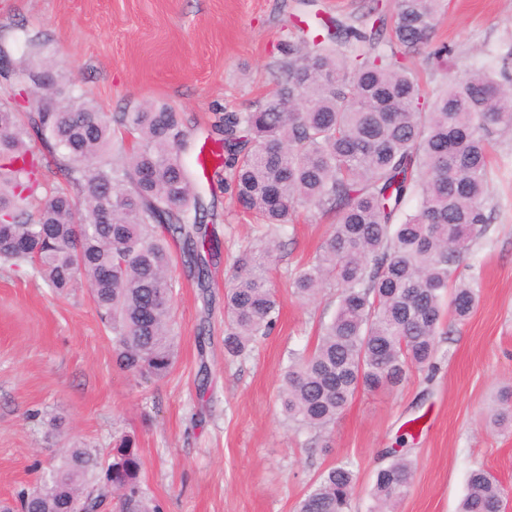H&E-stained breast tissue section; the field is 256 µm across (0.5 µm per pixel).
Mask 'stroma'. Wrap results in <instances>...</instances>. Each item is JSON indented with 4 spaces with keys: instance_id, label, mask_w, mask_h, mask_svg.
I'll use <instances>...</instances> for the list:
<instances>
[{
    "instance_id": "1",
    "label": "stroma",
    "mask_w": 512,
    "mask_h": 512,
    "mask_svg": "<svg viewBox=\"0 0 512 512\" xmlns=\"http://www.w3.org/2000/svg\"><path fill=\"white\" fill-rule=\"evenodd\" d=\"M297 0H0V37L41 35L42 53L107 113L160 102L181 112L194 147L215 149L209 129L224 110L243 111L277 85L271 66L283 20ZM433 44L441 63L416 69L447 80L499 65L512 50V0H442ZM489 193L494 219L459 272L475 277L478 303L437 338L433 370L411 369L389 390L358 391L330 432L284 416L279 387L292 349L312 347L336 309L328 288L297 298L291 283L327 237L335 214L303 205L280 235L268 271L280 315L247 355H224V290L235 256L261 230L224 189L220 172L195 173L212 203L208 225L221 256L197 288L181 261L172 276L178 359L144 381L121 370L112 334L86 289L59 294L36 271L0 267V504L31 487L59 452L49 416L100 452L127 434L139 448L141 490L163 512H296L321 472L352 462L351 512H368L383 451L404 447L412 485L396 512H458L472 470L512 493V429L488 422L499 390L512 386V136L494 139ZM211 343L198 352L197 329ZM207 366L206 392L197 388Z\"/></svg>"
}]
</instances>
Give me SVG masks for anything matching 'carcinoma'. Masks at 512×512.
Returning <instances> with one entry per match:
<instances>
[{
	"label": "carcinoma",
	"instance_id": "cac0c4a2",
	"mask_svg": "<svg viewBox=\"0 0 512 512\" xmlns=\"http://www.w3.org/2000/svg\"><path fill=\"white\" fill-rule=\"evenodd\" d=\"M439 0H393L342 16L315 11L280 47L276 91L214 123L218 154L238 205L268 228L246 249L224 294V350H251L275 325L279 304L266 276L279 234L306 204L335 213L315 256L293 279L303 299L332 285L338 303L315 347L291 350L279 398L302 428L326 430L360 390L400 385L412 367H434L445 313L466 320L476 280L458 274L473 236L491 222L493 131H512V84L487 66L423 95L420 73L404 64L450 49L431 44ZM23 59L0 73V264H30L57 293L86 286L112 331L119 366L141 378L167 377L177 361L171 246L200 288L208 287L217 246L210 209L194 193L191 146L180 113L154 104L105 113L62 76L35 63L41 44L24 39ZM39 89L18 112L14 96ZM39 139L68 187L38 195L47 182ZM418 198L410 211L408 203ZM109 212L106 222L100 215ZM512 423V392L494 414ZM375 473L370 512H393L410 487L407 452ZM142 458L123 436L101 460L73 440L60 463L19 497L22 512H97L108 497L119 512H160L140 489ZM356 474L349 462L322 472L298 512H350ZM504 489L481 469L469 475L459 512H492Z\"/></svg>",
	"mask_w": 512,
	"mask_h": 512
}]
</instances>
